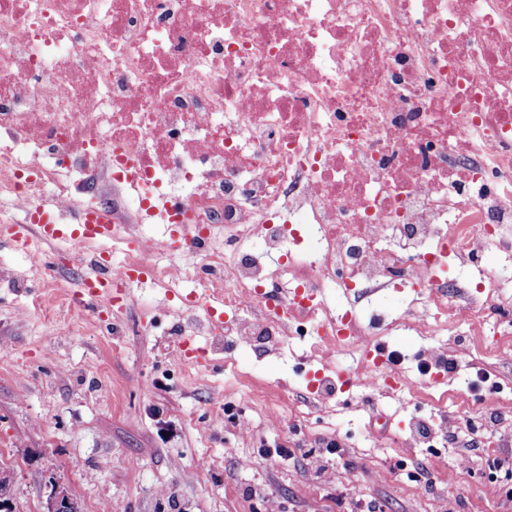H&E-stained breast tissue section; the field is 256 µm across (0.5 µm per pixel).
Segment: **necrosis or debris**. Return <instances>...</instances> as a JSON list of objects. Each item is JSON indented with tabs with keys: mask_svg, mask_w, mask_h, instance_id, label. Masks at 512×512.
<instances>
[{
	"mask_svg": "<svg viewBox=\"0 0 512 512\" xmlns=\"http://www.w3.org/2000/svg\"><path fill=\"white\" fill-rule=\"evenodd\" d=\"M2 139L0 200L107 215L97 262L188 289L214 340L512 320V0H0ZM387 288L404 312L364 321ZM470 414L512 436L494 393Z\"/></svg>",
	"mask_w": 512,
	"mask_h": 512,
	"instance_id": "1",
	"label": "necrosis or debris"
}]
</instances>
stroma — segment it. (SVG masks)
<instances>
[{"instance_id":"obj_1","label":"stroma","mask_w":512,"mask_h":512,"mask_svg":"<svg viewBox=\"0 0 512 512\" xmlns=\"http://www.w3.org/2000/svg\"><path fill=\"white\" fill-rule=\"evenodd\" d=\"M0 267L14 276L0 286V467L15 512H44L52 481L79 512H512L500 468L512 446L448 440L482 375L512 381V350L478 353L496 326L466 337L441 382L410 359L440 338L370 337L413 389L326 397L303 378L339 354L306 361L295 339L261 356L197 336L212 359L197 368L177 358L181 301L155 285L131 287L114 332L93 312L43 305L42 258L0 244ZM332 441L335 460L311 453ZM281 445L294 457L272 455Z\"/></svg>"}]
</instances>
